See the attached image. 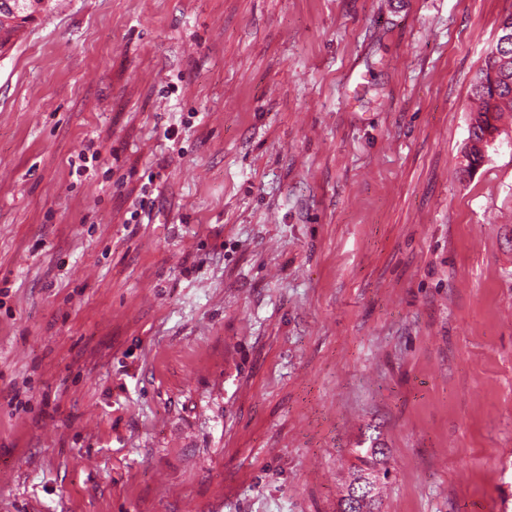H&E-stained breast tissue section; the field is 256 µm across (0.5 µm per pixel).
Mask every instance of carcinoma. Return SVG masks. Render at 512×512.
<instances>
[{
    "label": "carcinoma",
    "instance_id": "cac0c4a2",
    "mask_svg": "<svg viewBox=\"0 0 512 512\" xmlns=\"http://www.w3.org/2000/svg\"><path fill=\"white\" fill-rule=\"evenodd\" d=\"M496 63L485 59L473 86L472 95L476 101L475 109L471 111L469 137L481 140L485 135L499 133L497 122L506 112H512V66L507 75L498 79L496 86L487 83L490 70ZM357 457L361 467L352 473L338 500V512H381L382 499L377 486L369 483L376 473H383L382 481L389 478L386 466V449L360 448Z\"/></svg>",
    "mask_w": 512,
    "mask_h": 512
}]
</instances>
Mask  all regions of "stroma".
Here are the masks:
<instances>
[{
	"instance_id": "stroma-1",
	"label": "stroma",
	"mask_w": 512,
	"mask_h": 512,
	"mask_svg": "<svg viewBox=\"0 0 512 512\" xmlns=\"http://www.w3.org/2000/svg\"><path fill=\"white\" fill-rule=\"evenodd\" d=\"M512 0H52L0 53V512H512ZM497 64L486 57L473 86L472 95L476 101L471 111L468 138L481 140L486 134L499 133L497 122L505 112H512V62L507 75L498 79L495 89L490 84V70ZM488 84H485L484 81ZM357 457L361 467L352 473L338 500V512H381L382 499L377 485H371L369 479L378 472H383L381 479L385 484L389 478L386 466V448H360ZM355 484V485H354Z\"/></svg>"
}]
</instances>
